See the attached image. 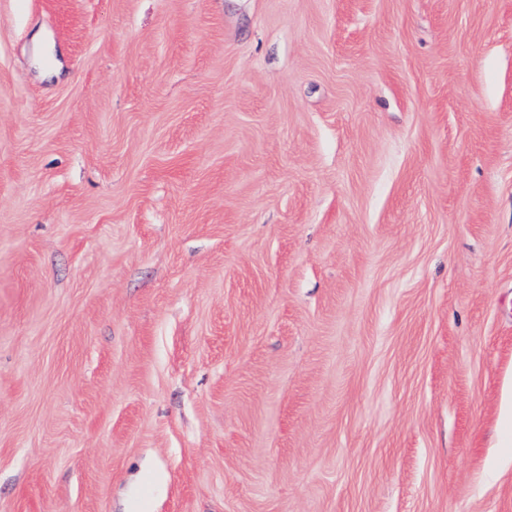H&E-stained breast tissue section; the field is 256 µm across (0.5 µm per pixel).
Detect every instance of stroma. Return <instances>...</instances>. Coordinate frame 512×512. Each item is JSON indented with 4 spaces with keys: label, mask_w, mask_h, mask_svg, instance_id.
Instances as JSON below:
<instances>
[{
    "label": "stroma",
    "mask_w": 512,
    "mask_h": 512,
    "mask_svg": "<svg viewBox=\"0 0 512 512\" xmlns=\"http://www.w3.org/2000/svg\"><path fill=\"white\" fill-rule=\"evenodd\" d=\"M512 0H0V512H512Z\"/></svg>",
    "instance_id": "35a3bbf8"
}]
</instances>
